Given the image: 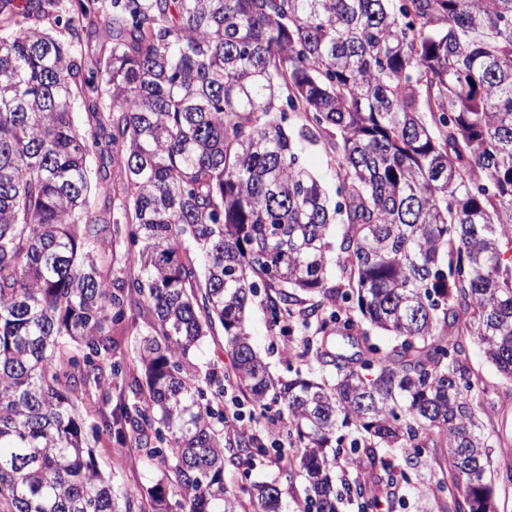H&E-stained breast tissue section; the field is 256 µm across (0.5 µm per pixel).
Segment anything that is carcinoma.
Wrapping results in <instances>:
<instances>
[{"label":"carcinoma","mask_w":512,"mask_h":512,"mask_svg":"<svg viewBox=\"0 0 512 512\" xmlns=\"http://www.w3.org/2000/svg\"><path fill=\"white\" fill-rule=\"evenodd\" d=\"M56 12L0 0V512H131L100 431L172 484L150 512H285L274 481L224 482L269 448L224 436V377L194 363L217 325L254 409L288 413L303 512H337L346 466L371 512L408 481L382 448L443 449L433 491L498 512L512 442L485 432L465 360L470 336L512 382V0H79L64 41L41 27ZM95 20L112 47L91 69ZM320 143L333 193L299 163ZM93 153L119 166L117 217L89 206L113 188ZM117 243L139 275L104 264ZM259 295L272 328L313 330L307 373L255 352ZM136 307L146 388L88 425L76 394L124 374L112 332Z\"/></svg>","instance_id":"carcinoma-1"}]
</instances>
